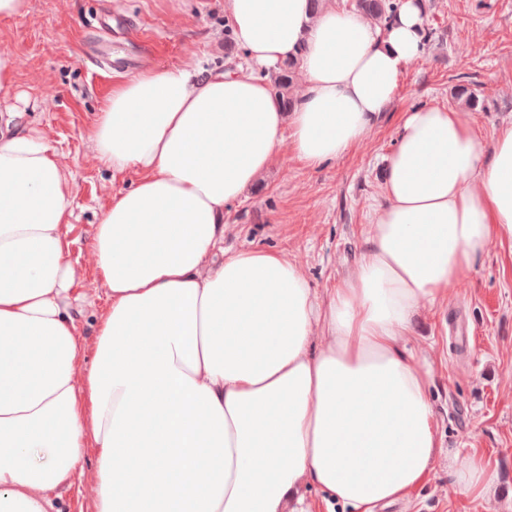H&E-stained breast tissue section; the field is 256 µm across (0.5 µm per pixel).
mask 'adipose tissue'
I'll return each instance as SVG.
<instances>
[{"label":"adipose tissue","instance_id":"1","mask_svg":"<svg viewBox=\"0 0 512 512\" xmlns=\"http://www.w3.org/2000/svg\"><path fill=\"white\" fill-rule=\"evenodd\" d=\"M249 68L130 76L91 131L136 171L95 229L111 306L81 365L63 226L71 188L20 131L0 54V512H55L86 454L94 512H283L317 491L373 512L441 449L413 314L446 299L492 241L512 243V125L483 152L459 112H406L360 255L319 301L297 263L224 250L225 207L284 141L310 168L364 140L422 50V0L385 26L336 0H224ZM300 57L293 111L256 68Z\"/></svg>","mask_w":512,"mask_h":512}]
</instances>
